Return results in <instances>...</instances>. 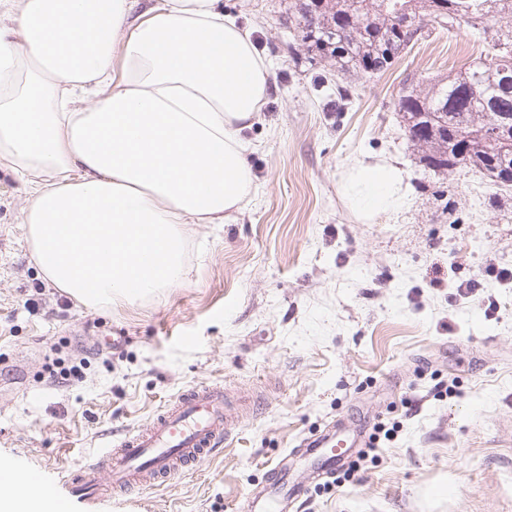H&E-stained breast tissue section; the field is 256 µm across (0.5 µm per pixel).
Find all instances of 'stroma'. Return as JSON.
Listing matches in <instances>:
<instances>
[{"label": "stroma", "instance_id": "1", "mask_svg": "<svg viewBox=\"0 0 512 512\" xmlns=\"http://www.w3.org/2000/svg\"><path fill=\"white\" fill-rule=\"evenodd\" d=\"M221 3L272 90L245 132L257 191L227 223L186 225L181 285L98 308L56 288L22 224L30 186L0 160V459L62 485L182 390L221 383L248 405L218 454L69 512H238L303 439L382 421L398 432L364 473L309 483L296 512H512V282L495 276L512 270V192L425 171L396 110L406 75H448L486 46L430 34L340 104L333 62L288 51L296 0ZM384 159L409 202L367 221L341 178ZM58 357L78 376L50 378Z\"/></svg>", "mask_w": 512, "mask_h": 512}]
</instances>
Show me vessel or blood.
Instances as JSON below:
<instances>
[{
  "instance_id": "vessel-or-blood-1",
  "label": "vessel or blood",
  "mask_w": 512,
  "mask_h": 512,
  "mask_svg": "<svg viewBox=\"0 0 512 512\" xmlns=\"http://www.w3.org/2000/svg\"><path fill=\"white\" fill-rule=\"evenodd\" d=\"M231 433L223 385L193 387L182 391L146 425L108 446L68 487L77 494L106 497L166 483L212 455ZM307 446L332 470L350 453L332 430L314 437ZM305 491L304 485L275 480L247 496L240 512H287L289 501Z\"/></svg>"
}]
</instances>
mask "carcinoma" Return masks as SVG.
<instances>
[{"label":"carcinoma","instance_id":"cac0c4a2","mask_svg":"<svg viewBox=\"0 0 512 512\" xmlns=\"http://www.w3.org/2000/svg\"><path fill=\"white\" fill-rule=\"evenodd\" d=\"M291 24L306 53L335 62L339 72L370 78L389 70L390 57L413 48L424 30L451 35L466 26L487 46V56L446 80L423 84L406 77L397 111L424 167L445 173L457 159L459 168L512 188L502 168L512 164V0H313L309 16L296 5Z\"/></svg>","mask_w":512,"mask_h":512}]
</instances>
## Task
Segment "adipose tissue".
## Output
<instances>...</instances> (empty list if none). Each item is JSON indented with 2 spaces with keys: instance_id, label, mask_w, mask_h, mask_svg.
Listing matches in <instances>:
<instances>
[{
  "instance_id": "1",
  "label": "adipose tissue",
  "mask_w": 512,
  "mask_h": 512,
  "mask_svg": "<svg viewBox=\"0 0 512 512\" xmlns=\"http://www.w3.org/2000/svg\"><path fill=\"white\" fill-rule=\"evenodd\" d=\"M0 0V159L49 282L88 307L180 284L187 224H222L256 188L244 130L271 71L220 0ZM120 71H113V64ZM362 218L408 201L394 163L340 184ZM0 463V512H58Z\"/></svg>"
}]
</instances>
